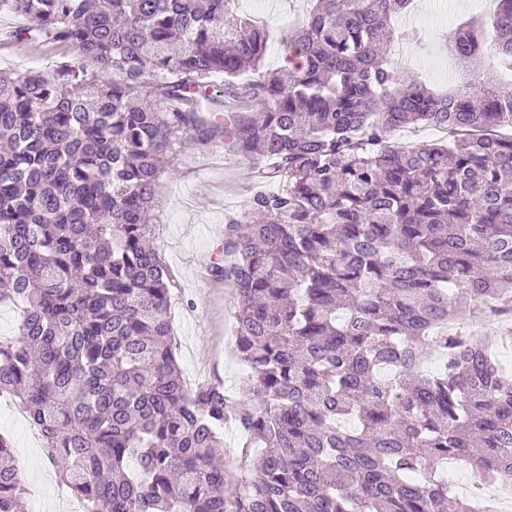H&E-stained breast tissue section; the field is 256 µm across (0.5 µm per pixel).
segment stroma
Segmentation results:
<instances>
[{
  "mask_svg": "<svg viewBox=\"0 0 512 512\" xmlns=\"http://www.w3.org/2000/svg\"><path fill=\"white\" fill-rule=\"evenodd\" d=\"M299 0H237L239 14L269 25L272 37L265 66L283 65V41L288 25L298 17ZM21 14L0 12V72L23 74L57 69L71 62L76 51L42 39L15 38L26 25ZM390 57L399 69L413 73L434 88L448 89V82L433 78L430 65L447 66L450 35L442 15L430 0H414L410 13L394 23ZM419 31L423 45L405 40L404 32ZM282 177H269L264 166L244 161L225 151L220 142L186 143L171 158L156 188L151 222L155 246L160 250L173 280L170 317L175 352L188 389L213 382L237 392L245 374L228 345L236 301L228 285L217 279L212 266L219 255L228 215L245 217L253 195L261 190L286 188ZM9 397L0 398V433L12 444L16 463L23 473L28 494L26 505L41 501L43 512H61L56 464L43 448L33 426L22 427Z\"/></svg>",
  "mask_w": 512,
  "mask_h": 512,
  "instance_id": "stroma-1",
  "label": "stroma"
}]
</instances>
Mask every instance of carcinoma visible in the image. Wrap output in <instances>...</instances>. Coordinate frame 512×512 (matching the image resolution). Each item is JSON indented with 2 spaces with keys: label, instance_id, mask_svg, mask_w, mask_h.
I'll return each mask as SVG.
<instances>
[{
  "label": "carcinoma",
  "instance_id": "1",
  "mask_svg": "<svg viewBox=\"0 0 512 512\" xmlns=\"http://www.w3.org/2000/svg\"><path fill=\"white\" fill-rule=\"evenodd\" d=\"M236 0H0L77 50L0 75V391L40 430L86 512H482L512 482V83L438 93L382 53L412 0H312L288 65ZM448 54L512 72V0ZM93 66L97 74L88 73ZM112 76L108 81L99 75ZM260 100L263 112L239 107ZM410 125L446 142L403 146ZM215 140L272 160L282 191L226 218L212 266L237 299L238 393L189 390L172 279L150 245L163 161ZM252 464L229 476L224 428ZM471 460L472 499L445 465ZM24 475L0 434V512Z\"/></svg>",
  "mask_w": 512,
  "mask_h": 512
}]
</instances>
